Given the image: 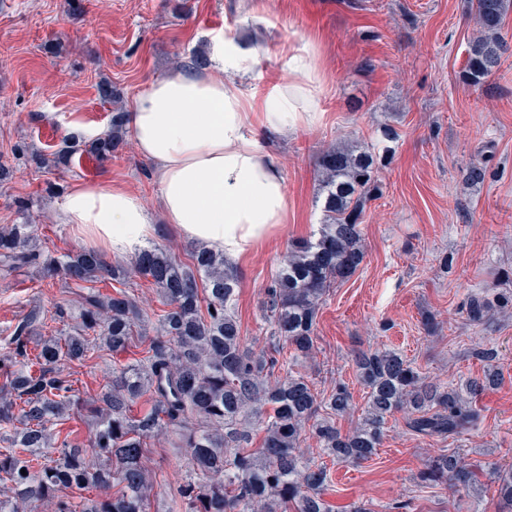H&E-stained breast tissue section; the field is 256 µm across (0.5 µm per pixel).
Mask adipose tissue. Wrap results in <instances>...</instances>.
Wrapping results in <instances>:
<instances>
[{
  "label": "adipose tissue",
  "mask_w": 512,
  "mask_h": 512,
  "mask_svg": "<svg viewBox=\"0 0 512 512\" xmlns=\"http://www.w3.org/2000/svg\"><path fill=\"white\" fill-rule=\"evenodd\" d=\"M255 47L213 39L210 64L156 79L128 114L135 149L149 162L162 215L186 238L234 262L288 222L289 199L268 136L319 126L325 74L311 44L291 48L286 73L266 76ZM59 221L106 256L141 248L152 233L141 198L121 184L65 195Z\"/></svg>",
  "instance_id": "adipose-tissue-1"
}]
</instances>
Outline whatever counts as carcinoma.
<instances>
[{
  "label": "carcinoma",
  "mask_w": 512,
  "mask_h": 512,
  "mask_svg": "<svg viewBox=\"0 0 512 512\" xmlns=\"http://www.w3.org/2000/svg\"><path fill=\"white\" fill-rule=\"evenodd\" d=\"M473 8L479 35L470 42L465 78L478 85L504 63L500 30L512 0H475ZM126 134V113L115 112L108 130L92 141L67 139L53 154L18 143L11 152L28 167L59 171L77 153L112 156ZM396 138L393 128L383 127L374 149L330 148L321 157L319 236L288 251L261 302L271 336L289 345L293 360L315 348L323 297L364 261L360 219L366 203L382 194L378 154H389ZM188 257L183 263L156 247L138 251L128 266H109L93 250L55 257L41 248L35 225H0L1 266L31 268L41 282L59 274L64 287L79 291L75 307L57 310L64 328L56 335L43 334L44 318L33 308L15 326L10 350L0 353V512L48 501L56 512H151L146 448L161 434L187 456V481L178 489L185 512H329L327 469L300 452L305 433L333 460L360 464L375 454L397 412L422 437H450L477 424L480 414L460 388L426 380L395 350L366 349L355 354L354 365L368 389L367 409L342 432L336 419L353 409L349 385L338 378L320 392L292 374L288 360L279 359L280 346L244 348L234 310L237 271L205 246L192 247ZM136 274L163 305L154 328L131 294ZM105 280L116 283L108 293L97 287ZM511 304L512 291L492 299L474 292L464 309L480 322ZM135 343L143 345L141 358L112 368L96 398L81 403L71 365ZM79 413L93 434L87 447L58 429ZM256 423L263 424V436L253 449ZM491 475L498 512H512V467H495ZM422 478L431 486L467 489L478 475L456 455L440 454ZM110 488V497L92 494Z\"/></svg>",
  "instance_id": "cac0c4a2"
}]
</instances>
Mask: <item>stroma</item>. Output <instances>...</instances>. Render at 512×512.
I'll return each instance as SVG.
<instances>
[{
  "mask_svg": "<svg viewBox=\"0 0 512 512\" xmlns=\"http://www.w3.org/2000/svg\"><path fill=\"white\" fill-rule=\"evenodd\" d=\"M75 15L64 0H0V162L12 166L0 184V224L30 219L54 255L79 250L73 227L59 223L65 190L120 182L143 200L153 221L149 245L185 258L190 239L166 224L158 187L133 142L100 162L84 155L57 176L16 164L11 148L57 151L65 138L105 131L113 113L131 111L158 77L208 51L212 38L231 34L257 46L265 74L284 73L288 49L312 44L326 76L321 125L268 145L283 171L290 212L284 229L235 262L239 285L235 312L245 347L266 348L269 327L260 316L264 290L292 245L313 239L322 221L318 170L331 146L373 142L380 125L399 136L378 179L380 198L367 203L362 232L366 258L360 269L326 295L316 324L315 350L297 372L329 390L340 376L354 409L338 419L353 427L366 407L351 358L360 348H387L412 360L423 376L451 385L500 373L497 386L474 397L481 418L474 428L431 440L409 432L402 415L389 418L382 445L358 465H329L324 498L332 512L371 502L375 512L400 503L405 512H496L490 477L470 489L425 486L417 476L440 452L471 465H512V313L474 325L462 311L468 294L512 275V12L502 34L509 49L502 70L480 85L463 74L477 34L471 0H80ZM111 80L121 95L110 104L97 84ZM483 165V183L464 175ZM30 202L21 217L14 202ZM77 297L61 284L40 285L34 270L0 275V349L33 306L49 318L45 335L60 330L57 306ZM439 324L425 332V316ZM491 348L492 362L477 358ZM139 348L103 356L80 368L81 396L94 394L113 363L140 358ZM148 467L154 506L168 512L187 477L185 457L167 438L153 440Z\"/></svg>",
  "mask_w": 512,
  "mask_h": 512,
  "instance_id": "1",
  "label": "stroma"
}]
</instances>
